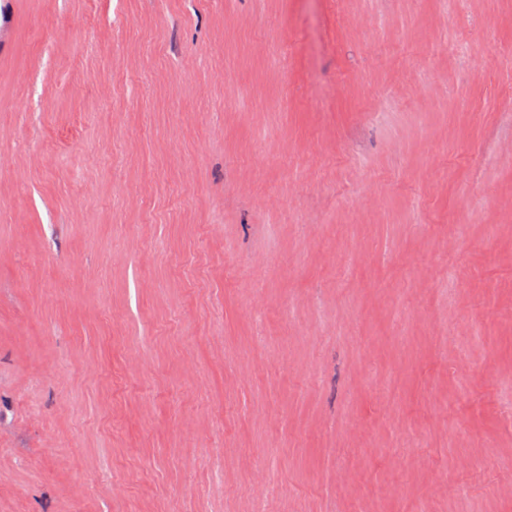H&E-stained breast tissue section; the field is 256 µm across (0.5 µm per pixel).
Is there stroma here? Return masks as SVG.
<instances>
[{"label": "stroma", "instance_id": "obj_1", "mask_svg": "<svg viewBox=\"0 0 512 512\" xmlns=\"http://www.w3.org/2000/svg\"><path fill=\"white\" fill-rule=\"evenodd\" d=\"M0 512H512V0H0Z\"/></svg>", "mask_w": 512, "mask_h": 512}]
</instances>
